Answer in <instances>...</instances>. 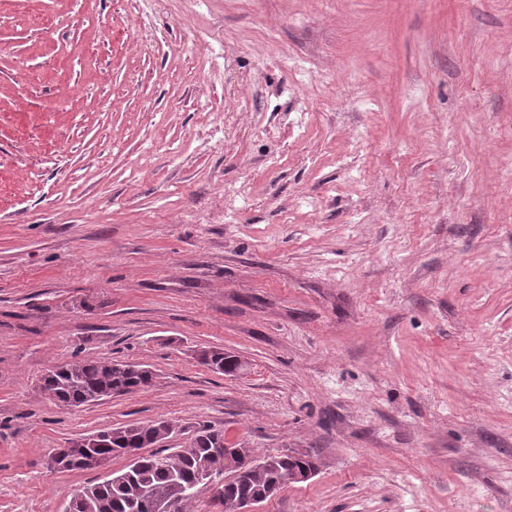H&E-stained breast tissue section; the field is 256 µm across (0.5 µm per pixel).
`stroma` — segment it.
Wrapping results in <instances>:
<instances>
[{
	"label": "stroma",
	"mask_w": 512,
	"mask_h": 512,
	"mask_svg": "<svg viewBox=\"0 0 512 512\" xmlns=\"http://www.w3.org/2000/svg\"><path fill=\"white\" fill-rule=\"evenodd\" d=\"M158 418L317 456L257 512H512V0H0V512ZM200 360L203 364L210 366L214 371L227 376L237 369L239 363V357L224 353V350L219 348L203 350ZM152 380V372L138 363L83 358L49 369L40 390L47 398L80 407L112 399L114 391L123 395L147 387Z\"/></svg>",
	"instance_id": "35a3bbf8"
}]
</instances>
